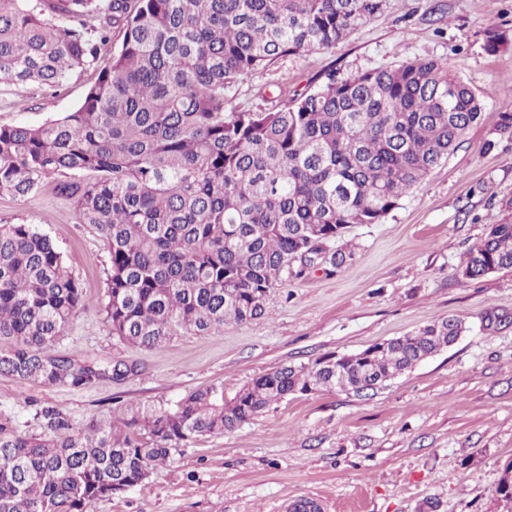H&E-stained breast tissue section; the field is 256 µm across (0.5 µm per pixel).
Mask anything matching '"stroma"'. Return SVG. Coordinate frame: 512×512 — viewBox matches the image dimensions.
Segmentation results:
<instances>
[{"instance_id":"1","label":"stroma","mask_w":512,"mask_h":512,"mask_svg":"<svg viewBox=\"0 0 512 512\" xmlns=\"http://www.w3.org/2000/svg\"><path fill=\"white\" fill-rule=\"evenodd\" d=\"M491 27L512 35V0H388L336 46L245 77L232 104L257 110L331 70L350 76L425 57L446 60L490 97L482 123L383 223L350 228L353 256L334 274L314 271L275 289L261 319L150 350L112 336L97 309L80 310L58 351L136 362L142 373L91 390L0 374V409L34 432L36 408L51 406L81 429L211 385L229 400L274 368L354 353L451 315L465 327L459 340L374 391L295 394L239 429L196 437L91 512H282L298 497L316 499L321 512H512L496 492L512 464V270L476 280L458 273L465 251L499 223L501 198L512 197V142L483 148L499 113L512 112V50H486ZM95 78L91 67L55 91L1 86L0 125L74 111ZM17 223L49 235L86 297L101 295L109 254L69 201L48 185L21 201L0 196V224Z\"/></svg>"}]
</instances>
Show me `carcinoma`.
<instances>
[{"instance_id": "carcinoma-1", "label": "carcinoma", "mask_w": 512, "mask_h": 512, "mask_svg": "<svg viewBox=\"0 0 512 512\" xmlns=\"http://www.w3.org/2000/svg\"><path fill=\"white\" fill-rule=\"evenodd\" d=\"M387 0H0V85L63 86L107 57L81 104L41 125H0V195L25 199L53 183L77 223L109 253L97 300L112 335L143 350L181 332L205 334L264 317L266 296L311 269L291 266L311 241L322 266L343 263L336 239L379 224L483 118L478 93L442 59L338 77L289 101L229 112L243 77L288 55L330 49ZM122 36L112 45L114 34ZM492 52L512 47L497 29ZM491 151L512 141L499 113ZM507 215L468 248L466 279L512 269ZM92 304L53 240L0 225V373L21 385L92 389L141 372L55 350ZM463 331L450 317L396 338L389 352L345 365L391 380ZM336 389L320 360L282 366L224 404L211 386L172 406L139 408L76 431L57 408L24 433L0 411V512H90L134 486L171 450L231 432L295 393Z\"/></svg>"}]
</instances>
